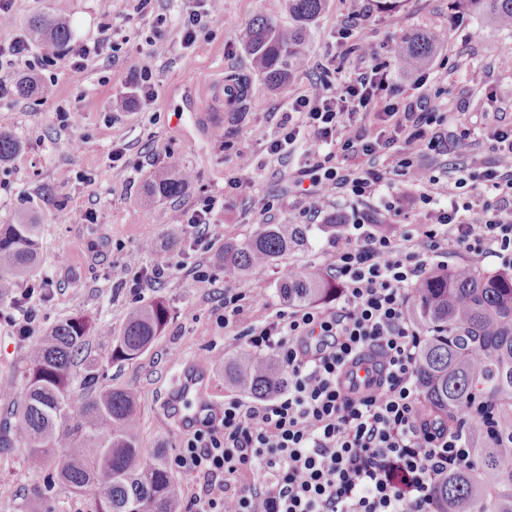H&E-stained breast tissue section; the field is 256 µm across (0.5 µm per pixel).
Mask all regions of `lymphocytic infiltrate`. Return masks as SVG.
I'll use <instances>...</instances> for the list:
<instances>
[{"instance_id": "obj_1", "label": "lymphocytic infiltrate", "mask_w": 512, "mask_h": 512, "mask_svg": "<svg viewBox=\"0 0 512 512\" xmlns=\"http://www.w3.org/2000/svg\"><path fill=\"white\" fill-rule=\"evenodd\" d=\"M387 77V64H377L338 91L289 100L267 149L278 154L307 136L304 217H318L329 193L373 196L421 150L450 155L483 142L494 158L455 166L450 204L433 210L423 240L371 232L373 214L354 210L356 239L328 256L341 284L335 311L280 313L246 332L248 348L276 354L288 386L270 400L225 399L218 422L188 437L174 464L199 481L192 512H432L436 478L469 451L465 434L447 436L420 418L423 331L407 305L449 245L512 269V124L443 132L441 93L426 76L417 95L397 102L381 97ZM390 151L398 161L388 169L379 160ZM365 361L374 365L366 388L343 387V371Z\"/></svg>"}]
</instances>
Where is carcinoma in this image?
<instances>
[{
	"mask_svg": "<svg viewBox=\"0 0 512 512\" xmlns=\"http://www.w3.org/2000/svg\"><path fill=\"white\" fill-rule=\"evenodd\" d=\"M485 14L499 29L512 31V0H461ZM327 0H287L292 32L258 16L240 33L254 68L272 85L286 81L307 63L308 29ZM30 39L60 46L71 31L60 18L38 15L28 23ZM432 38L416 33L396 51L398 65L419 70L434 52ZM19 141L0 131V162ZM184 170H160L150 193L177 197L191 183ZM307 224H265L252 238L226 243L218 254L224 268L239 275L267 269L306 245ZM39 225L21 219L0 226V285L13 287L37 261ZM336 280L316 270L291 269L279 284L288 304L303 307L336 298ZM409 317L425 336L418 350L417 376L424 420L453 436L463 429L470 455L439 477L434 512H512V271L485 274L470 265L438 268L412 291ZM169 310L162 301L134 308L119 333L92 329L82 316L69 317L30 352L28 385L16 418L15 438L27 447L34 471L49 468L73 493L92 486L101 492L92 512H178L179 494L167 449L148 450L141 440L142 411L132 388L95 385L97 364L84 360L86 388L80 402L71 393L75 360L91 333L108 343L112 360L138 358L159 338ZM224 379L256 398L286 387L280 366L269 356L242 350L220 362Z\"/></svg>",
	"mask_w": 512,
	"mask_h": 512,
	"instance_id": "cac0c4a2",
	"label": "carcinoma"
}]
</instances>
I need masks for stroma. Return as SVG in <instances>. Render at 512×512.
<instances>
[{"label":"stroma","mask_w":512,"mask_h":512,"mask_svg":"<svg viewBox=\"0 0 512 512\" xmlns=\"http://www.w3.org/2000/svg\"><path fill=\"white\" fill-rule=\"evenodd\" d=\"M138 0H112L103 16L97 0H13L8 35L27 38L36 15L68 21L72 44L103 37L122 43L118 55L104 53L83 69H74L69 46L46 49L31 44L22 61L0 68V81L11 88L0 98V130L22 142L20 152L0 165V225L26 217L39 226L41 262L16 281L0 300V428L8 429L10 412L27 387L32 345L62 320L83 314L92 322L121 329L127 312L161 300L168 322L154 345L132 361L116 362L108 344L91 337L87 357L95 360L101 387L138 390L143 411L145 447L164 446L176 456L187 433L160 402L183 367L203 366L206 396L216 405L234 394L224 382L219 362L244 347L243 333L288 310L278 292L282 276L294 267L326 270V253L335 241L357 235L349 218L356 203L329 197L314 219L306 246L280 258L249 278L224 269L216 255L229 241L242 242L265 224H300L303 198L295 187L309 155L298 146L283 156L266 147L280 135L279 114L289 97L326 85L338 88L365 61L344 56L336 33L343 19L357 16V40L383 45L394 54L407 36L422 32L436 51L425 72L429 83L444 88L442 110L456 119L459 109L472 115L497 113L512 122V32L493 26L484 15L459 8L456 0H329L309 32L308 64L279 87L252 73L251 60L237 31L261 14L276 18L280 29L293 22L285 0H224L220 18H202L196 38L185 44L184 25L195 0H150L137 12ZM167 18L164 37L154 38L153 16ZM50 66H39L43 54ZM150 68L156 83L151 101L131 100L141 68ZM251 76L249 103L239 111L226 82L228 74ZM52 85L51 97L19 96L25 79ZM73 112L75 122H60L57 111ZM207 112L224 115V134L204 120ZM120 161H113L115 152ZM164 167L193 171L180 196L152 200L151 175ZM269 199L273 208L260 214L251 197ZM209 196L223 199L213 223L171 224L169 213L193 214ZM65 204L67 221L56 218ZM337 228H329L331 218ZM166 249L174 268L168 277L138 283L152 256L146 240ZM137 265H129L130 256ZM206 282H198V274ZM38 285L35 296L29 286ZM244 294V311L233 326L224 324V290ZM35 316L30 335H17L12 318L21 310ZM94 492L78 495L51 471L30 469L27 449L19 442L0 450V512H90Z\"/></svg>","instance_id":"obj_1"}]
</instances>
